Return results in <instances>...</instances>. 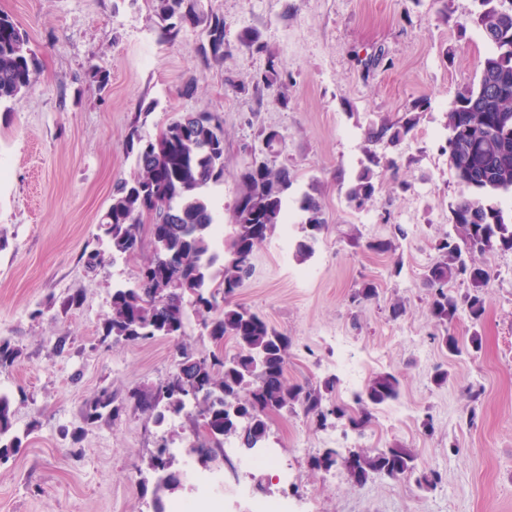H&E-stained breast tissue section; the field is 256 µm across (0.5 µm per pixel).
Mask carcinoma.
Here are the masks:
<instances>
[{
  "instance_id": "1",
  "label": "carcinoma",
  "mask_w": 512,
  "mask_h": 512,
  "mask_svg": "<svg viewBox=\"0 0 512 512\" xmlns=\"http://www.w3.org/2000/svg\"><path fill=\"white\" fill-rule=\"evenodd\" d=\"M154 2L164 41L175 42L186 25L200 27L205 34L204 60L224 59V17L204 10L201 0ZM475 2L474 22L491 50L477 84L458 97L446 121V129L458 139V147L448 156V168L468 194L452 208L453 233L438 241L437 259L425 272L431 287L429 317L441 331L439 343L454 356L482 347L476 333L462 343L448 331V324L462 312L474 325L485 315L491 274L476 256L512 251V219H506L493 202L497 195L512 192V9L505 8L512 0ZM38 67L27 32L0 13V104L19 100L32 87ZM153 109L147 104L125 133L123 145L134 156L136 170L131 179L116 184L112 203L99 220L112 257L134 261L146 247L151 255L139 266L134 284L113 289L103 336L126 341L157 336L177 340L184 335L190 305L211 340L218 346L231 341L235 351L207 355L179 343L173 373L156 385L130 391L120 403L103 392L86 411V423L95 424L108 407L114 420L131 407L150 413L154 423L162 425L191 407L195 419L209 428L204 442L192 445L204 456L223 453L224 440L229 438L246 449L262 447L270 415L283 411H300L317 428L341 422L362 434L371 422V409L399 399V377L392 372L375 374L353 394L352 407L331 399L334 377L320 385L291 384L285 376L288 337L233 301L250 274L254 249L277 225L288 223L293 173L286 165L257 158L241 171L222 278L217 281L212 273L219 260L213 246L216 219L206 190L224 182L223 128L209 113H184L146 139L140 133V119ZM417 122L418 116L410 113L397 121L383 120L369 125L366 137L395 146ZM369 162L347 192L357 209L364 208L375 193L372 166L379 165L380 159L373 156ZM298 209L307 232L298 248L305 251L326 229L328 220L320 201L310 194L303 195ZM455 284L466 287L465 293L457 294ZM12 417L9 398L0 394V440L10 432ZM417 460V450L402 445L355 448L346 454L328 448L313 458L312 465L324 471L340 466L358 484L388 477L412 480L427 490L437 488L442 482L439 470L421 468Z\"/></svg>"
}]
</instances>
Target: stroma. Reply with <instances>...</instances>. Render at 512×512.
<instances>
[{"label": "stroma", "mask_w": 512, "mask_h": 512, "mask_svg": "<svg viewBox=\"0 0 512 512\" xmlns=\"http://www.w3.org/2000/svg\"><path fill=\"white\" fill-rule=\"evenodd\" d=\"M224 17V59L203 65L200 29L161 39L153 0H0L26 30L40 66L32 87L0 107V340L19 354L0 368V394L13 412L19 447L0 457V512H155L189 499L183 480L159 487L152 466L167 442L170 468L183 471L181 449L197 438L185 416L156 425L147 414L84 421L88 406L108 392L125 398L153 385L176 366L174 340H106L102 326L112 290L133 283L136 263L105 262L88 269L93 249H107L98 221L115 183L135 172L123 138L143 103L155 111L141 128L151 137L186 112H210L224 127L223 184L208 194L217 221L228 224L236 177L253 159L260 131L284 138L276 164L294 169L288 209L303 194L321 202L328 219L311 252L304 235L281 229L254 251L252 273L234 297L262 315L291 342L285 375L312 383L338 375L334 337L380 354L361 380L390 371L401 379V404L413 414L386 428L388 406L372 411L355 446L418 449L419 464L438 468L434 490L375 477L364 484L344 470L317 471L312 459L327 447L324 434L345 436L343 425L323 431L303 415H272L268 444L294 477L296 512H512V251L479 257L491 280L479 324L459 316L454 333L483 339L472 355L454 356L433 338L424 271L435 244L452 229V209L464 187L442 151L446 115L456 96L474 85L489 45L471 21L474 0H202ZM269 48L255 52L252 41ZM108 79L99 86L88 72ZM275 66L280 81L254 91L257 75ZM197 77L192 96L181 93ZM419 122L398 146L367 141L365 130L405 113ZM398 160V170L374 169L376 191L355 209L346 191L368 157ZM406 238L386 253L372 243ZM376 299L356 302L363 283ZM80 302L62 309L63 299ZM401 301L406 312L391 319ZM448 381L436 385V368ZM482 389L475 421L468 390ZM432 431H425V420ZM239 453L196 458L198 470L218 469L225 490L247 483L260 497L285 490L274 473L243 472Z\"/></svg>", "instance_id": "stroma-1"}]
</instances>
